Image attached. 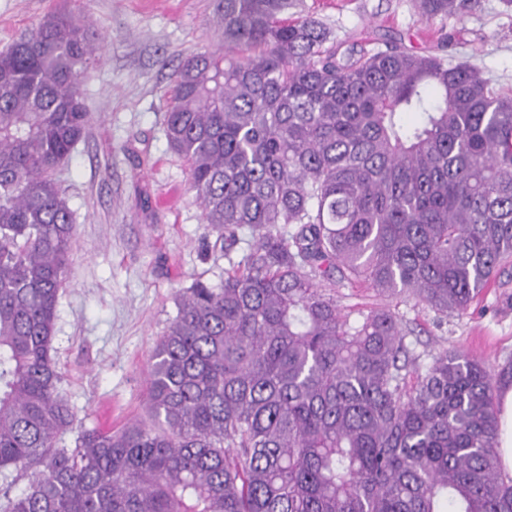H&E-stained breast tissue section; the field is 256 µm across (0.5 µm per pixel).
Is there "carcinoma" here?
I'll return each mask as SVG.
<instances>
[{"label": "carcinoma", "mask_w": 512, "mask_h": 512, "mask_svg": "<svg viewBox=\"0 0 512 512\" xmlns=\"http://www.w3.org/2000/svg\"><path fill=\"white\" fill-rule=\"evenodd\" d=\"M299 0H217L224 48L172 74L165 135L224 281L175 295L148 420L77 432L53 346L93 33L73 10L0 50V512H512L490 371L424 358L336 279L465 314L512 261V95L396 40L348 46ZM480 0H419L422 17ZM27 484L16 493L20 481Z\"/></svg>", "instance_id": "cac0c4a2"}]
</instances>
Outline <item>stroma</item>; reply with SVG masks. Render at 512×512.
<instances>
[{
  "label": "stroma",
  "mask_w": 512,
  "mask_h": 512,
  "mask_svg": "<svg viewBox=\"0 0 512 512\" xmlns=\"http://www.w3.org/2000/svg\"><path fill=\"white\" fill-rule=\"evenodd\" d=\"M215 0H0V48L45 14L79 7L99 39L83 85L86 137L56 173L75 222L72 280L61 292L54 346L61 391L84 428H120L146 416L150 353L176 314L175 294L218 284L227 261L204 224L183 161L164 132V93L190 51L216 47ZM337 40L373 48L385 39L468 60L512 90V8L481 0L476 13L425 22L417 0H303ZM343 313L389 304L415 351L456 348L492 370L512 360V266L467 315L438 317L424 304L336 286Z\"/></svg>",
  "instance_id": "obj_1"
}]
</instances>
